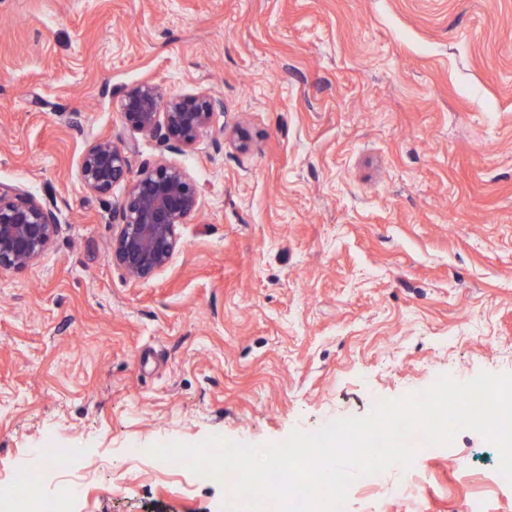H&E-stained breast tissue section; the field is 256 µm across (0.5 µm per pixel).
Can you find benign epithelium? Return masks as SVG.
<instances>
[{"mask_svg": "<svg viewBox=\"0 0 512 512\" xmlns=\"http://www.w3.org/2000/svg\"><path fill=\"white\" fill-rule=\"evenodd\" d=\"M125 123L154 138L169 151L191 146L207 129L224 103L209 94L165 97L162 89L141 82L117 105ZM133 142L117 145L109 139L88 142L80 163L83 185L107 194L126 181L128 188L112 211V264L133 281L154 276L167 266L177 245V228L189 223L199 198L187 172L158 162L130 177ZM60 224L55 210L24 192L0 190V270L34 263L51 244Z\"/></svg>", "mask_w": 512, "mask_h": 512, "instance_id": "obj_1", "label": "benign epithelium"}]
</instances>
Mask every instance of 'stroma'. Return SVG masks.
Listing matches in <instances>:
<instances>
[{
	"instance_id": "1",
	"label": "stroma",
	"mask_w": 512,
	"mask_h": 512,
	"mask_svg": "<svg viewBox=\"0 0 512 512\" xmlns=\"http://www.w3.org/2000/svg\"><path fill=\"white\" fill-rule=\"evenodd\" d=\"M143 81L224 109L162 150L117 109ZM97 137L198 191L149 280L111 262L125 184H82ZM0 185L61 220L0 271V478L80 483L75 512H222L223 487L128 449L281 442L512 372V0H0ZM48 441L69 468L31 456ZM495 460L459 431L416 500L389 470L348 512H512L479 480Z\"/></svg>"
}]
</instances>
